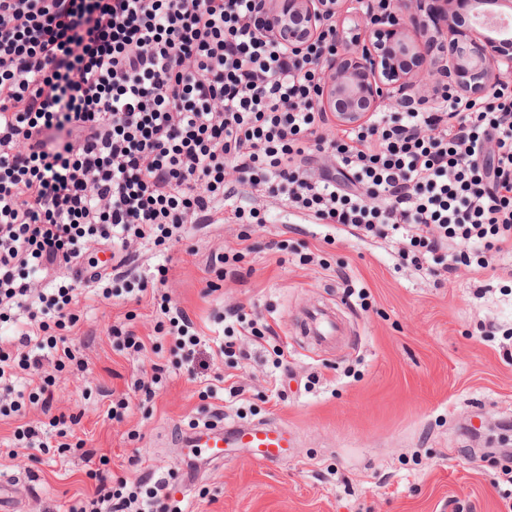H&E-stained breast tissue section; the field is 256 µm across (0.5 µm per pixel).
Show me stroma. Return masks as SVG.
Masks as SVG:
<instances>
[{
	"label": "stroma",
	"instance_id": "stroma-1",
	"mask_svg": "<svg viewBox=\"0 0 512 512\" xmlns=\"http://www.w3.org/2000/svg\"><path fill=\"white\" fill-rule=\"evenodd\" d=\"M268 221L240 240L227 220L190 224L166 248L134 246L122 275L169 269L160 291L195 323L201 343L181 362L151 296L136 301L91 293L71 332L81 366L43 370L55 381L52 413L79 419L82 451L51 449L33 460L14 438L17 426H44L39 404L0 415V494L10 512H69L91 498L84 453L106 471L136 479L193 469L185 497L192 512H507L512 495V259L476 274L460 267L435 283L407 266L391 241L354 236L337 224L306 223L276 204ZM286 241L284 251L272 249ZM241 254L218 276L217 253ZM364 291L365 299L348 296ZM335 314L339 341L319 349L300 334L305 311ZM267 321L276 335L244 337V356L216 357L224 317L233 311ZM122 325L147 349L117 351ZM226 378L232 398L207 386ZM155 380L154 397L138 381ZM130 408L110 418L114 400ZM282 421L295 438L288 460L264 466L239 450L217 464L206 449L180 447L179 430L216 421Z\"/></svg>",
	"mask_w": 512,
	"mask_h": 512
}]
</instances>
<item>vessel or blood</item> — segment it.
Instances as JSON below:
<instances>
[{"mask_svg": "<svg viewBox=\"0 0 512 512\" xmlns=\"http://www.w3.org/2000/svg\"><path fill=\"white\" fill-rule=\"evenodd\" d=\"M181 443L186 448L209 449L210 460L221 461L231 448L254 449V458L263 465L286 461L294 441L287 427L275 421L249 424L229 422L211 428L182 431Z\"/></svg>", "mask_w": 512, "mask_h": 512, "instance_id": "1", "label": "vessel or blood"}]
</instances>
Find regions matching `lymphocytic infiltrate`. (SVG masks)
<instances>
[{"label": "lymphocytic infiltrate", "instance_id": "f902f5d3", "mask_svg": "<svg viewBox=\"0 0 512 512\" xmlns=\"http://www.w3.org/2000/svg\"><path fill=\"white\" fill-rule=\"evenodd\" d=\"M267 0H0V321L26 355L0 347V382L31 371L49 405L39 351L74 361L67 329L80 295L139 299L153 278L110 287L87 239L115 252L180 241L185 225L264 214L226 185L367 233L393 232L419 270L481 273L512 254V79L485 99L451 88L425 111L373 115L324 133L321 73L336 18L300 54L262 31ZM160 311L184 362L201 339L186 311ZM75 512H182L170 483L126 478Z\"/></svg>", "mask_w": 512, "mask_h": 512}]
</instances>
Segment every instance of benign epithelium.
I'll use <instances>...</instances> for the list:
<instances>
[{"label":"benign epithelium","instance_id":"7a95c632","mask_svg":"<svg viewBox=\"0 0 512 512\" xmlns=\"http://www.w3.org/2000/svg\"><path fill=\"white\" fill-rule=\"evenodd\" d=\"M397 14L377 23L357 12L366 37L351 40L341 21L343 0H269L265 33L293 54L320 30L324 12L336 11V55L326 62L321 106L345 126L366 123L386 105L398 112L427 108L432 91L447 85L465 97L488 94L512 72V25L495 31L480 18L512 19V0H396ZM439 48L429 66L414 70L407 60L421 44Z\"/></svg>","mask_w":512,"mask_h":512}]
</instances>
